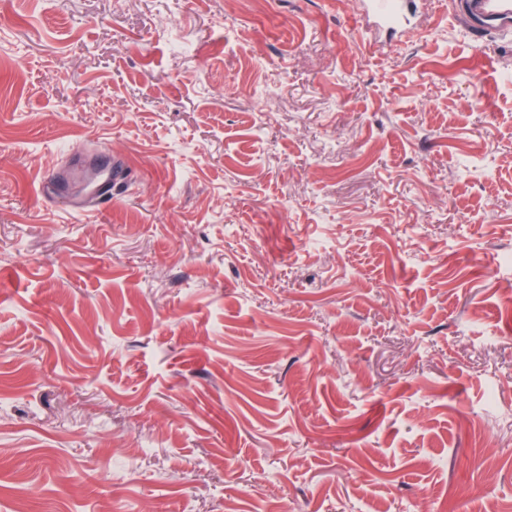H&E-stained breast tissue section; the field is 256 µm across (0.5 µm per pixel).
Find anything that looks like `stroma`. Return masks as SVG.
Wrapping results in <instances>:
<instances>
[{
  "instance_id": "obj_1",
  "label": "stroma",
  "mask_w": 512,
  "mask_h": 512,
  "mask_svg": "<svg viewBox=\"0 0 512 512\" xmlns=\"http://www.w3.org/2000/svg\"><path fill=\"white\" fill-rule=\"evenodd\" d=\"M360 3L0 0V512H512V27ZM369 2V12L374 18V23L379 28L394 30L389 25L396 24L402 13L407 8L409 2L405 0H371Z\"/></svg>"
}]
</instances>
